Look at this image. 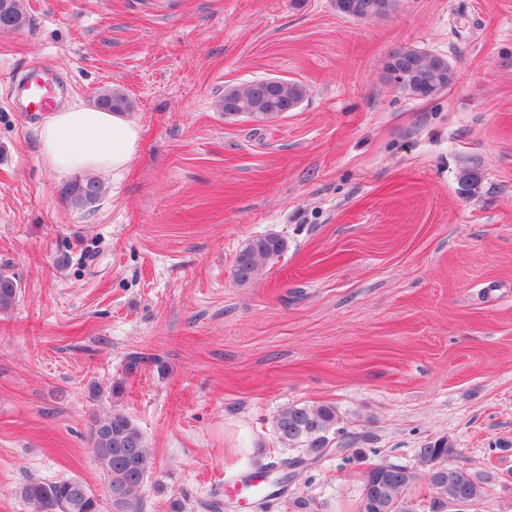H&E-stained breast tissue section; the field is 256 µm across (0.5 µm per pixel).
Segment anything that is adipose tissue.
<instances>
[{
  "mask_svg": "<svg viewBox=\"0 0 512 512\" xmlns=\"http://www.w3.org/2000/svg\"><path fill=\"white\" fill-rule=\"evenodd\" d=\"M37 137L43 163L61 176H119L141 147L140 127L127 113L81 102L44 115Z\"/></svg>",
  "mask_w": 512,
  "mask_h": 512,
  "instance_id": "obj_1",
  "label": "adipose tissue"
}]
</instances>
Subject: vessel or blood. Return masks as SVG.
Returning <instances> with one entry per match:
<instances>
[{"mask_svg": "<svg viewBox=\"0 0 512 512\" xmlns=\"http://www.w3.org/2000/svg\"><path fill=\"white\" fill-rule=\"evenodd\" d=\"M9 87L16 109L37 116L57 110L66 90L57 69L46 63L31 65L21 79L11 80Z\"/></svg>", "mask_w": 512, "mask_h": 512, "instance_id": "obj_1", "label": "vessel or blood"}]
</instances>
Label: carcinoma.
<instances>
[{
    "instance_id": "carcinoma-1",
    "label": "carcinoma",
    "mask_w": 512,
    "mask_h": 512,
    "mask_svg": "<svg viewBox=\"0 0 512 512\" xmlns=\"http://www.w3.org/2000/svg\"><path fill=\"white\" fill-rule=\"evenodd\" d=\"M335 4L338 12L351 18L382 19L395 12L398 0H335ZM26 23L23 0H0V28L18 30ZM383 75L399 91L423 98L448 88L455 78L448 58L412 45L398 47L388 54ZM305 95V86L295 80L284 79L274 86L253 82L225 88L220 107L226 115L233 111L237 115L272 119L291 104L301 102ZM97 105L119 112L132 107L118 90L101 93ZM458 181L463 191L470 192L480 184L481 176L475 169L464 168ZM102 192V183L91 175L68 181L59 189L60 195L78 208L93 206ZM287 251V239L275 233L247 240L235 258V282L240 286L252 283ZM17 299L16 278L0 271V310L9 309ZM109 392L112 411L93 417L89 442L106 477V496L112 512H145V502L138 491L151 474L153 454L143 432L119 407L125 392L124 380L112 382ZM336 423V407L330 403L290 404L282 408L273 421L277 439L289 448L301 446L302 453L265 467L274 472V482L290 483L332 453L346 464L363 459L364 453L356 448L362 438L336 427ZM456 454L457 448L445 437L419 449L418 457L427 468V482L433 492L431 512H444L453 504L465 508L478 506L497 482L493 471L471 472L450 463ZM414 482L415 473L406 465L371 464L365 471L358 512H414L411 500ZM20 494L32 512H101L100 494L77 476L55 481L33 480L22 487Z\"/></svg>"
}]
</instances>
